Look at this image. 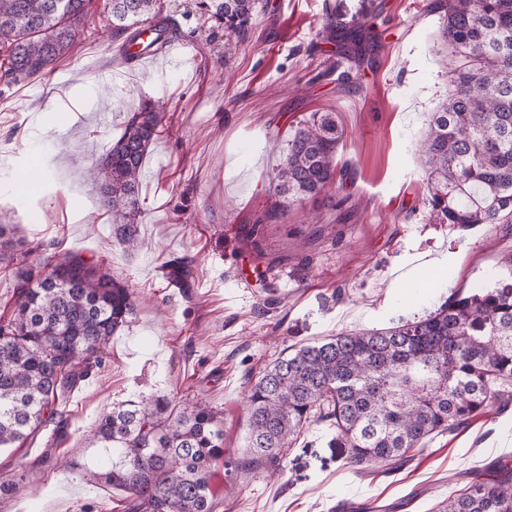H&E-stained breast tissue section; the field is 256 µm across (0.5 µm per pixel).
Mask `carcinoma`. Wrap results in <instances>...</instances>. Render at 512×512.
I'll list each match as a JSON object with an SVG mask.
<instances>
[{
  "label": "carcinoma",
  "mask_w": 512,
  "mask_h": 512,
  "mask_svg": "<svg viewBox=\"0 0 512 512\" xmlns=\"http://www.w3.org/2000/svg\"><path fill=\"white\" fill-rule=\"evenodd\" d=\"M90 0H0V72L13 82L51 70L71 51ZM116 30L146 24L158 49L180 35L164 0H109ZM202 18L242 41L257 0H202ZM444 16L442 40L453 74L448 99L431 115L418 146L429 204L450 224H498L512 214V0H430ZM359 9L325 8L322 37L359 46L375 41ZM165 115L141 103L123 133L88 170L112 214L116 236L139 243V174ZM342 132L316 112L288 139L271 179L267 217L279 198L320 194L337 176ZM17 227L0 224V263L16 279L13 310L0 315V448H19L48 426L63 427V404L104 364L112 335L136 298L102 263L78 253L29 261ZM195 258L172 257V281L188 288ZM495 284L451 294L425 318L361 329L291 349L250 382L246 444L230 462L256 475L277 468L313 416L330 422L344 466L400 464L433 433L453 432L512 397V252ZM91 441L107 453L99 482L127 494L125 512H215L209 489L224 458L220 413L199 400L182 411L167 395L105 406ZM439 512H512V462L476 470Z\"/></svg>",
  "instance_id": "carcinoma-1"
}]
</instances>
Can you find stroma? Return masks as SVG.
<instances>
[{"mask_svg":"<svg viewBox=\"0 0 512 512\" xmlns=\"http://www.w3.org/2000/svg\"><path fill=\"white\" fill-rule=\"evenodd\" d=\"M428 2L372 0L382 37L360 52L320 37L325 0H259L244 41L229 47L223 28L202 21L200 0H165L188 62L161 70L122 63L126 36L108 0H90L69 59L32 81L0 79V224L17 225L41 254L109 264L141 298L104 365L71 394L55 440L0 449V481L18 479L19 463L34 468L24 490L0 496V512L123 507L124 492L92 476L103 454L89 434L104 406L151 393L185 407L205 398L222 412L224 452L235 455L249 381L284 348L390 327L485 285L512 251V229L440 223L417 168V145L450 88L444 17ZM148 99L162 100L166 118L143 163L141 245L130 251L73 157L95 161L129 106ZM315 112L336 115L345 174L318 196L283 198V215L265 219L267 175ZM254 222L256 253L241 241ZM444 252L447 270L413 275ZM181 254L196 259L187 288L162 267ZM333 436L328 422L311 423L277 478L216 463V512H338L344 499L431 512L471 471L512 459V402L433 436L395 468L352 472Z\"/></svg>","mask_w":512,"mask_h":512,"instance_id":"obj_1","label":"stroma"}]
</instances>
